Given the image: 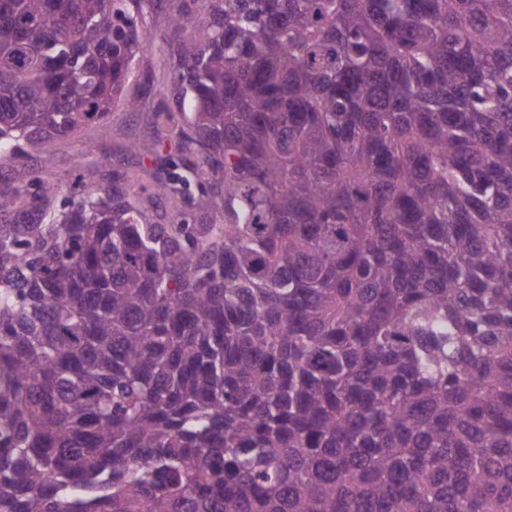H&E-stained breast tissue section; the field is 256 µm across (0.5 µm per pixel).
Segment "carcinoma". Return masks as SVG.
Returning <instances> with one entry per match:
<instances>
[{
	"label": "carcinoma",
	"instance_id": "obj_1",
	"mask_svg": "<svg viewBox=\"0 0 512 512\" xmlns=\"http://www.w3.org/2000/svg\"><path fill=\"white\" fill-rule=\"evenodd\" d=\"M145 2L0 0V166ZM171 2L152 176H0V512H512V0Z\"/></svg>",
	"mask_w": 512,
	"mask_h": 512
}]
</instances>
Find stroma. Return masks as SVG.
<instances>
[{"mask_svg":"<svg viewBox=\"0 0 512 512\" xmlns=\"http://www.w3.org/2000/svg\"><path fill=\"white\" fill-rule=\"evenodd\" d=\"M167 13L166 0H156L144 13L143 25L151 41L131 78L130 88L139 97L137 110L117 108L105 125L90 127L81 137L49 142L44 153L10 168V176L22 180L30 169H40L68 195L78 169L101 165L108 171H139L151 167L152 158L131 153L128 145L148 132L153 113L167 103L171 68L159 42Z\"/></svg>","mask_w":512,"mask_h":512,"instance_id":"1","label":"stroma"}]
</instances>
